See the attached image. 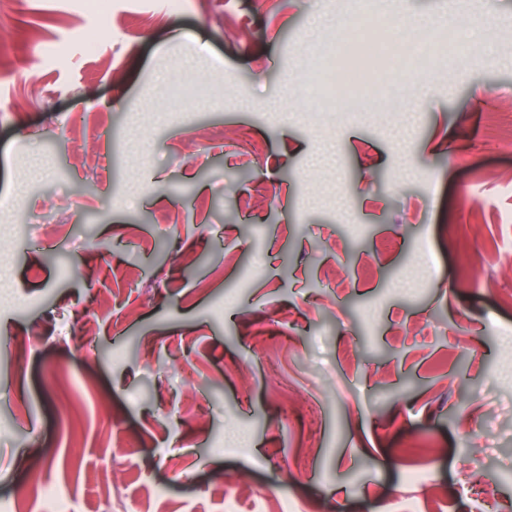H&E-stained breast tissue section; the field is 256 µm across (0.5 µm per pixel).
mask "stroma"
I'll return each mask as SVG.
<instances>
[{
  "mask_svg": "<svg viewBox=\"0 0 512 512\" xmlns=\"http://www.w3.org/2000/svg\"><path fill=\"white\" fill-rule=\"evenodd\" d=\"M185 2L0 21L23 57L0 75V512L44 490L91 512L116 456L136 512H420L428 482L450 512H512V149L488 132L512 64L431 27L422 98L339 114L307 91L337 32L304 28L379 0ZM260 329L287 339L269 366Z\"/></svg>",
  "mask_w": 512,
  "mask_h": 512,
  "instance_id": "1",
  "label": "stroma"
}]
</instances>
